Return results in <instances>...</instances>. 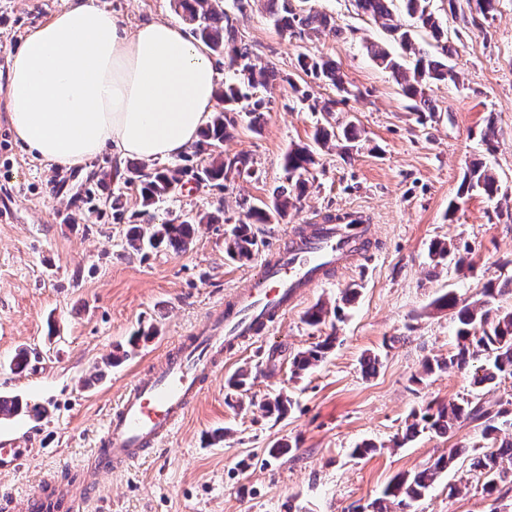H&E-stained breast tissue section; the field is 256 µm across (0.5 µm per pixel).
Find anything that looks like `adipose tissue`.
I'll return each instance as SVG.
<instances>
[{
	"label": "adipose tissue",
	"mask_w": 512,
	"mask_h": 512,
	"mask_svg": "<svg viewBox=\"0 0 512 512\" xmlns=\"http://www.w3.org/2000/svg\"><path fill=\"white\" fill-rule=\"evenodd\" d=\"M216 92L211 55L181 25L129 28L94 0H67L30 28L0 88L15 140L67 168L108 151L147 163L179 156Z\"/></svg>",
	"instance_id": "obj_1"
}]
</instances>
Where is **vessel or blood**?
<instances>
[{
    "label": "vessel or blood",
    "instance_id": "obj_1",
    "mask_svg": "<svg viewBox=\"0 0 512 512\" xmlns=\"http://www.w3.org/2000/svg\"><path fill=\"white\" fill-rule=\"evenodd\" d=\"M372 235L363 221L307 224L272 246L248 287L233 289L201 323L125 387L108 414L80 485L46 479L28 497L25 512H80L106 475L137 462L161 446L197 403L207 379L224 357L257 341L294 310L311 288L355 266L369 252ZM29 449L0 445V473L13 471Z\"/></svg>",
    "mask_w": 512,
    "mask_h": 512
}]
</instances>
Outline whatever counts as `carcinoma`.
<instances>
[{"instance_id":"cac0c4a2","label":"carcinoma","mask_w":512,"mask_h":512,"mask_svg":"<svg viewBox=\"0 0 512 512\" xmlns=\"http://www.w3.org/2000/svg\"><path fill=\"white\" fill-rule=\"evenodd\" d=\"M400 2L401 9L414 20V25L405 26L395 19L392 6ZM174 10L182 11V18L192 26L194 36L210 51L224 58V67L232 72V78L224 82L218 97L224 108L212 113L208 123L201 129L195 145L194 155L201 161L191 167L155 169L144 172L145 166L130 169L131 177L125 183L137 190L141 206L149 208L173 195L186 181L196 184L227 182L240 177L254 175L253 162L246 155H224L221 146L236 127L239 112L250 117L254 127L261 125L266 112L264 93L270 91L277 73L255 63L248 43L239 37L221 0H173ZM361 14L383 21L391 40L397 43L403 55L397 56L379 45H370L367 52L379 68L389 72L401 86L403 95L413 102L416 112H433L432 94L434 86L454 80L452 69L440 58L452 56L448 29L432 9V0H354ZM267 14L273 27L282 36L312 38L319 35L339 38L343 31L336 27L335 20L320 12L305 10L292 4V0H266ZM421 29L430 38L429 47L417 42L416 30ZM297 66L313 78L323 81L346 95L350 90L336 61L322 56L300 54ZM246 106L239 107L240 103ZM358 140L355 126L351 123L336 133V127L327 122L316 128L314 142L325 147L336 142L340 153L350 154ZM315 164L313 151L307 145H295L283 157L286 183L277 186L270 201L245 202L244 212L237 220L231 234L225 238V252L233 260L248 261L259 249L251 225L269 224L273 219H282L288 209L300 202L307 190L304 178ZM479 191L493 198L499 191L498 181L484 165L467 167L459 195ZM215 216L200 212L194 221L173 218L148 229L138 225L130 228L129 244L140 249L147 244L153 248L163 245L175 253L186 250L194 234V224H214ZM512 293V275L501 281L488 282L480 297L469 301L448 292L435 300L440 310L456 311L457 330L454 347L446 358H426L422 362V377L448 369L469 370L473 385L480 387L496 382L502 377H512V310L495 304L498 297ZM337 337L331 333L308 349L299 352L292 361L296 375L316 366L325 354L334 348ZM291 406V400L278 396L262 404L269 416H282ZM27 412L38 418L44 410L38 406L25 407L17 397L0 396V416L13 417ZM478 422L483 427V438L488 450L482 453L457 448L452 453L441 454L421 468L395 476L383 489L382 496L362 508V512H408L412 503L421 499L438 477L454 466L460 456L470 460V471L482 479V491L486 494L501 492V485L512 477V399H500L493 406L480 401H450L435 407L429 405L411 414L402 437L395 442L401 446L429 431L439 436L449 435L457 425Z\"/></svg>"}]
</instances>
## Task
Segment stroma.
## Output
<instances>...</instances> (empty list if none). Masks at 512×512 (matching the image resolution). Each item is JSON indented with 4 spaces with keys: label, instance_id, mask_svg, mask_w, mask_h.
<instances>
[{
    "label": "stroma",
    "instance_id": "stroma-1",
    "mask_svg": "<svg viewBox=\"0 0 512 512\" xmlns=\"http://www.w3.org/2000/svg\"><path fill=\"white\" fill-rule=\"evenodd\" d=\"M132 26L175 18L171 0H97ZM66 0H0V83L9 52L24 32L45 22ZM333 16L342 38L299 40L279 35L262 0L236 12L234 24L251 44L259 65L278 79L268 93L259 127L240 116L223 145L226 155L245 154L253 177L220 189L185 184L143 210L124 183L130 160L103 153L81 167L62 169L15 143L0 99V393L19 396L44 414L0 420V440L29 441L27 464L0 473V496L23 499L38 491L42 475L81 478L104 419L123 387L190 331L226 291L246 286L254 261L224 253V239L246 199L270 197L283 176L290 146L311 144L322 115L300 103L302 88L319 99L336 98L332 86L296 71L298 54L333 58L352 95L337 105L333 123L354 121L358 151L342 159L336 149H316L308 189L287 218L256 224L258 241L272 246L294 226L326 215L363 212L375 249L360 265L311 289L303 306L270 327L265 338L225 357L210 388L160 449L132 470L104 477L85 512H354L379 497L396 475L411 472L454 448L482 445V427L466 421L446 437L421 433L402 447L412 412L462 399L495 402L512 397V378L481 388L466 371L451 369L415 382L423 359L447 356L455 343L453 311L434 301L446 292L468 298L499 274L512 275V0H498L490 19L460 26L448 19L455 52L448 63L458 83L439 85L435 109L414 111L389 73L377 68L365 45L383 41L380 24L358 15L351 0H309ZM492 168L496 199L459 196L467 166ZM122 207L113 210V196ZM456 212H449L450 202ZM218 213L198 225L182 253L161 247L134 250V224L161 223L200 211ZM450 252L432 266L435 241ZM467 257L471 271L457 268ZM358 295L344 303L343 292ZM323 304L325 324L309 326L307 308ZM342 317H335L336 307ZM153 329L122 364L105 360L138 330ZM336 333L335 347L310 371L292 376L300 350ZM28 349L26 371L13 372L19 349ZM380 357L372 375L361 362ZM250 370L245 389L227 381ZM282 394L292 407L280 418L261 408ZM381 443L374 456L357 459L362 441ZM512 491L495 499L481 490L466 459L444 473L411 512H502Z\"/></svg>",
    "mask_w": 512,
    "mask_h": 512
}]
</instances>
